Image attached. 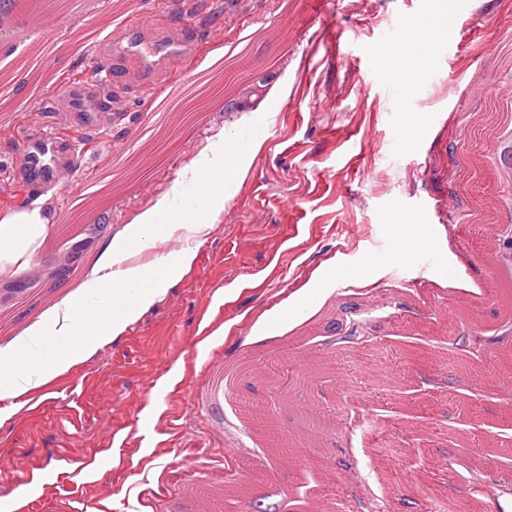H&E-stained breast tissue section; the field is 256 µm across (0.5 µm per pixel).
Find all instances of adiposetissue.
Instances as JSON below:
<instances>
[{
	"label": "adipose tissue",
	"mask_w": 512,
	"mask_h": 512,
	"mask_svg": "<svg viewBox=\"0 0 512 512\" xmlns=\"http://www.w3.org/2000/svg\"><path fill=\"white\" fill-rule=\"evenodd\" d=\"M244 172L238 156L220 168L199 160L184 180L186 188L202 190L194 204L196 217L173 215L170 200H158L110 239L76 290L38 315L20 337L0 346V422L25 405L30 391L83 361L93 348L124 334L166 288L172 271L193 259L191 249L180 248L156 255L152 264L143 263V250L159 241L154 228L167 223L166 235L171 238L186 225L196 235L207 236L214 217L224 209L217 185ZM52 232L44 200L1 211L0 277L26 273ZM19 356L26 359L27 374L17 372Z\"/></svg>",
	"instance_id": "obj_1"
}]
</instances>
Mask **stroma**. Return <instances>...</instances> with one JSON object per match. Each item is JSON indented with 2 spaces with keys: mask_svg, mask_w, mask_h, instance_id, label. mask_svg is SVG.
<instances>
[{
  "mask_svg": "<svg viewBox=\"0 0 512 512\" xmlns=\"http://www.w3.org/2000/svg\"><path fill=\"white\" fill-rule=\"evenodd\" d=\"M62 36L56 81L39 80L25 58L24 18L0 22V120L42 129L47 99L97 70H112V122L75 134L80 160L71 183L46 207L59 222L86 188L113 186L97 236L69 277L78 285L108 241L171 194L201 154H239L247 172L224 194L231 219L207 237L188 229L195 257L125 334L33 393L0 423V501L29 512H93L112 485L111 512H253L297 497L296 512H337L373 495L389 512H430L464 501L466 512H499L468 499L476 474L512 494V397L488 363L451 345L470 330L495 336L512 310V266L492 254L486 233L453 224L452 211L485 223L512 215V0H174L172 21L191 20L200 49L165 90H144L133 64H113L110 35L160 10V0H53ZM438 13L433 33L396 43L415 13ZM287 20L289 40L275 37ZM335 46L315 42L323 27ZM222 28L266 81L233 99L215 94L202 69ZM202 95L204 120L175 123L155 112L166 97ZM267 130L258 152L240 140L256 115ZM153 156V188L140 194L124 159ZM12 143L0 140V210L25 206ZM426 211L425 224L412 212ZM325 273L322 288L311 287ZM0 280V318L18 336L57 302L60 289L30 283L39 302L17 304ZM362 305L372 344H325L322 329L342 299ZM284 315L254 333L267 312ZM221 340L210 336L222 326ZM261 369L251 385L213 397L214 371ZM112 451V469L98 462Z\"/></svg>",
  "mask_w": 512,
  "mask_h": 512,
  "instance_id": "stroma-1",
  "label": "stroma"
}]
</instances>
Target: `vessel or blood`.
<instances>
[{
  "instance_id": "vessel-or-blood-1",
  "label": "vessel or blood",
  "mask_w": 512,
  "mask_h": 512,
  "mask_svg": "<svg viewBox=\"0 0 512 512\" xmlns=\"http://www.w3.org/2000/svg\"><path fill=\"white\" fill-rule=\"evenodd\" d=\"M187 30V25L175 29L160 22L158 17H150L136 29L125 31L113 40V57L138 62L145 70L148 87L169 85L175 67L189 63L195 57ZM107 82V77L99 75L74 83L65 91L63 101L49 99L46 108L59 125L56 131L22 133L15 128L8 130V138L17 147L20 181L26 192L35 193L45 185L72 180L78 151L68 132L102 128L110 111L102 92ZM105 197V192L100 190L83 194L69 211L72 221L78 222L95 214Z\"/></svg>"
}]
</instances>
